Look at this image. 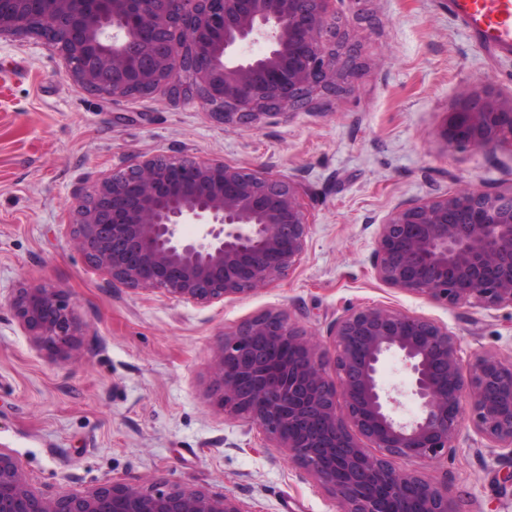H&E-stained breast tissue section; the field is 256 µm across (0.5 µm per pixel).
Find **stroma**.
Segmentation results:
<instances>
[{
    "label": "stroma",
    "instance_id": "1",
    "mask_svg": "<svg viewBox=\"0 0 512 512\" xmlns=\"http://www.w3.org/2000/svg\"><path fill=\"white\" fill-rule=\"evenodd\" d=\"M364 75L341 96L225 124L160 88L108 100L79 86L57 53L0 38V449L47 496L104 482L230 495L247 512H336L285 449L213 407L210 365L226 333L285 312L331 348L346 310L385 306L446 327L463 350L512 358V306H445L382 283L380 224L398 206L463 188H512V149L450 148L438 131L459 92L512 94V57H494L440 0H335ZM190 154L302 184L310 224L300 264L253 293L199 305L112 283L70 244L89 178L140 156ZM23 280L64 290L87 325L78 359L40 354L7 301ZM512 464L464 423L454 454L419 465L456 512H512Z\"/></svg>",
    "mask_w": 512,
    "mask_h": 512
}]
</instances>
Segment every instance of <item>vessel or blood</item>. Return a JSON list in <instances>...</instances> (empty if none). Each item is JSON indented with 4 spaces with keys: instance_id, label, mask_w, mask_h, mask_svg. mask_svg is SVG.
Returning <instances> with one entry per match:
<instances>
[{
    "instance_id": "1",
    "label": "vessel or blood",
    "mask_w": 512,
    "mask_h": 512,
    "mask_svg": "<svg viewBox=\"0 0 512 512\" xmlns=\"http://www.w3.org/2000/svg\"><path fill=\"white\" fill-rule=\"evenodd\" d=\"M444 6L489 51L512 54V0H444Z\"/></svg>"
}]
</instances>
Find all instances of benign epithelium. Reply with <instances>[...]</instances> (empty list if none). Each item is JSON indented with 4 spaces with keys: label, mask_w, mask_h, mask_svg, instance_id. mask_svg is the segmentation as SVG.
<instances>
[{
    "label": "benign epithelium",
    "mask_w": 512,
    "mask_h": 512,
    "mask_svg": "<svg viewBox=\"0 0 512 512\" xmlns=\"http://www.w3.org/2000/svg\"><path fill=\"white\" fill-rule=\"evenodd\" d=\"M333 0H0V38L53 48L74 80L108 99L141 97L181 73L212 115L250 124L319 93L340 96L363 75L336 25ZM262 42L264 52L247 53ZM449 147L512 148V95L465 89L439 132ZM304 189L191 155L142 156L100 175L73 209L71 243L112 282L201 305L266 288L300 264L310 225ZM183 224L200 225L193 240ZM373 267L390 288L449 306L512 305V189H461L397 207L380 225ZM9 310L51 360L78 353L86 325L64 291L19 283ZM333 357L282 311L224 334L215 356V405L262 430L336 500L337 512H454L448 485L395 458L433 462L456 449L470 420L512 461V359L462 350L437 322L383 306L351 309L328 331ZM400 359L418 406L378 380ZM378 448L376 455L370 449ZM0 512H247L235 498L177 486L104 483L45 496L20 460L0 449Z\"/></svg>",
    "instance_id": "benign-epithelium-1"
}]
</instances>
